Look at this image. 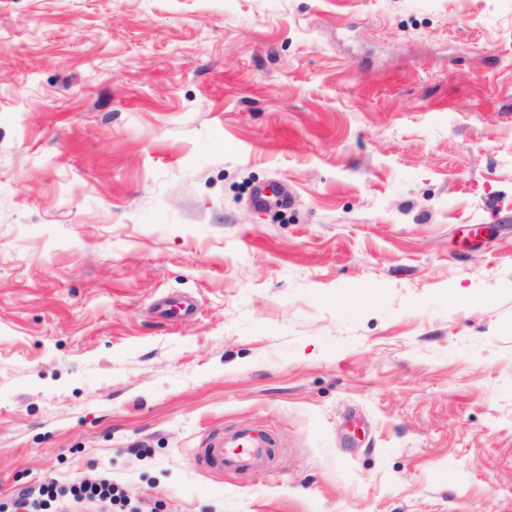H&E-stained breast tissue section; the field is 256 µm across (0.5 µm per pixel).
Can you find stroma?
<instances>
[{
	"label": "stroma",
	"mask_w": 512,
	"mask_h": 512,
	"mask_svg": "<svg viewBox=\"0 0 512 512\" xmlns=\"http://www.w3.org/2000/svg\"><path fill=\"white\" fill-rule=\"evenodd\" d=\"M100 472L512 512V0H0V504ZM233 443V447H226L222 436L211 448L202 449L201 461L208 467L236 474L248 465L259 466L261 460L269 456L264 439L241 433L235 437Z\"/></svg>",
	"instance_id": "stroma-1"
}]
</instances>
